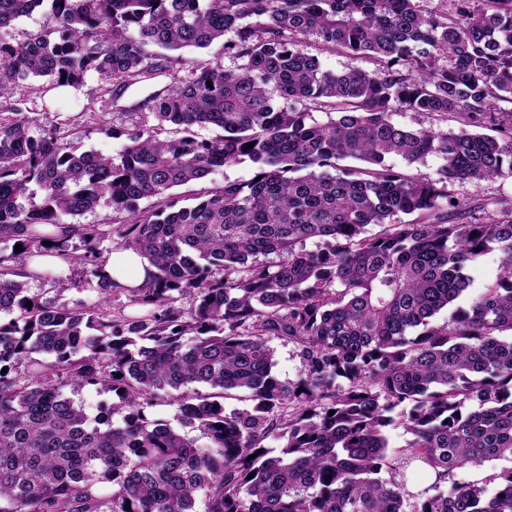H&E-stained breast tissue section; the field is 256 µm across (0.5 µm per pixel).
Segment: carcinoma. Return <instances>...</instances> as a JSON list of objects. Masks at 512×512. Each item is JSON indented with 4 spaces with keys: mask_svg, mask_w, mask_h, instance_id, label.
<instances>
[{
    "mask_svg": "<svg viewBox=\"0 0 512 512\" xmlns=\"http://www.w3.org/2000/svg\"><path fill=\"white\" fill-rule=\"evenodd\" d=\"M46 1L41 28L0 42V98L89 72L115 98L170 83L146 100L157 123L131 121L116 157L0 112V512H197L199 496L204 512H512V200L482 216L447 191L512 177V0H451L450 14L419 0H0V28ZM308 35L376 67L326 71ZM215 43L244 63L155 51ZM398 109L461 126L409 129ZM488 123L509 140L472 132ZM430 155L435 179L393 163ZM245 161L250 180H211ZM102 203L154 269L139 288L104 275L102 252L70 250L107 237L77 221ZM47 247L91 267L99 304L29 294L26 260ZM494 248L497 278L457 305ZM116 292L143 312L112 314ZM274 338L301 349L294 381L275 373ZM67 386L112 403L90 415ZM163 395L198 435L148 417ZM395 423L436 475L419 501L383 477ZM488 460L508 462L494 488L448 482Z\"/></svg>",
    "mask_w": 512,
    "mask_h": 512,
    "instance_id": "carcinoma-1",
    "label": "carcinoma"
}]
</instances>
